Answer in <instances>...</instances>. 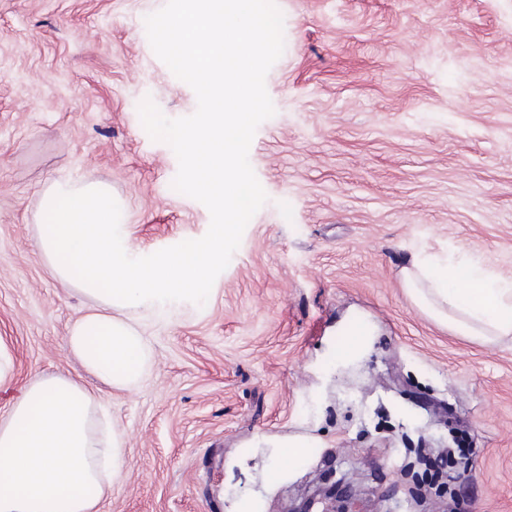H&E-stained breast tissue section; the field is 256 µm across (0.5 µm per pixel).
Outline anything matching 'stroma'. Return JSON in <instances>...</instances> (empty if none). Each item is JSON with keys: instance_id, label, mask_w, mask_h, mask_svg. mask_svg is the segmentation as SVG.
Here are the masks:
<instances>
[{"instance_id": "stroma-1", "label": "stroma", "mask_w": 512, "mask_h": 512, "mask_svg": "<svg viewBox=\"0 0 512 512\" xmlns=\"http://www.w3.org/2000/svg\"><path fill=\"white\" fill-rule=\"evenodd\" d=\"M165 3L0 0V412L37 376L102 396L126 442L98 512H291L330 477L348 512H512V335H453L400 276L422 253L512 279V0H277L275 113L249 152L268 200L204 305L132 312L152 364L118 390L68 350L94 302L49 273L38 207L53 181L94 179L139 254L206 234L138 113L147 97L170 118L197 109L147 37ZM355 317L373 342L344 364ZM461 435L470 454L436 503L416 455L447 458ZM294 437L298 460L278 448Z\"/></svg>"}]
</instances>
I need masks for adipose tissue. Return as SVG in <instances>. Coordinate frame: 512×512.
<instances>
[{"label": "adipose tissue", "mask_w": 512, "mask_h": 512, "mask_svg": "<svg viewBox=\"0 0 512 512\" xmlns=\"http://www.w3.org/2000/svg\"><path fill=\"white\" fill-rule=\"evenodd\" d=\"M407 294L457 336L493 342L512 334V280L477 262L437 269L413 258ZM102 400L65 376L34 378L0 414V512H96L120 475L125 441L98 432Z\"/></svg>", "instance_id": "1"}]
</instances>
